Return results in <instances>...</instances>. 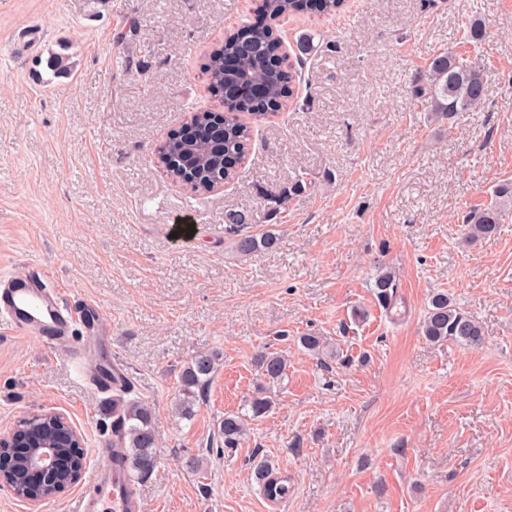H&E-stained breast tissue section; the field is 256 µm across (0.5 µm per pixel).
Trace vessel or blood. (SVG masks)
Returning <instances> with one entry per match:
<instances>
[{"label":"vessel or blood","mask_w":512,"mask_h":512,"mask_svg":"<svg viewBox=\"0 0 512 512\" xmlns=\"http://www.w3.org/2000/svg\"><path fill=\"white\" fill-rule=\"evenodd\" d=\"M0 290V321L11 329L36 336L59 350L69 347L72 325H82L90 335L102 334L104 319L89 303L75 307L58 290L49 288L46 276L14 273ZM104 461L93 473L90 492L76 501L73 512H135L132 490L122 467L114 465L115 448H103Z\"/></svg>","instance_id":"obj_1"}]
</instances>
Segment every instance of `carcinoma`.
<instances>
[{
    "label": "carcinoma",
    "mask_w": 512,
    "mask_h": 512,
    "mask_svg": "<svg viewBox=\"0 0 512 512\" xmlns=\"http://www.w3.org/2000/svg\"><path fill=\"white\" fill-rule=\"evenodd\" d=\"M342 0H261L260 8L271 19L290 14L305 13L311 9L323 15H332L341 8ZM279 39L269 27L254 30L246 39L230 33L224 36V45L214 50L204 63L210 86L224 98V105L233 112H246L258 118L277 112L292 93L297 72L285 65L279 57ZM235 60L233 68L224 66V58ZM416 96L423 99L428 111L436 119L453 125L460 112H466L488 96L480 65L452 51L434 56L428 67L427 80L416 89ZM196 145L192 159L194 168L204 174V179L217 182L233 176L237 162L245 155L251 141L250 127L235 120L224 128L213 131L208 112L197 113ZM189 144L180 137H167L160 152L183 158ZM301 190V185L279 192H270L264 200L274 210L280 209L291 196ZM501 208L490 204L473 213L466 221V235L470 240L486 238L496 233L502 221ZM229 231L239 233L235 249L242 256L273 247L276 237L266 234L260 238L241 233L248 224L246 216L229 214ZM377 304L387 315L398 319L403 315L402 299L394 275L378 276L374 284ZM421 330L427 340L434 343L453 341L472 348L483 344L482 328L471 315L456 306L446 292H435L429 302ZM219 353L202 352L195 355L180 374L175 406L183 415L192 414L196 391L209 383L217 370ZM260 382L253 396L244 404V411L224 414L218 428L219 444L225 448L240 445L248 420L261 418L275 406L273 388L280 386L287 375V359L279 352H266L257 360ZM112 435L116 444L126 448L120 465L127 466L132 480L150 474L158 465V432L151 407L142 401H121L113 410ZM259 480L267 481L265 495L288 491V482L276 475L273 466L261 461L256 467Z\"/></svg>",
    "instance_id": "cac0c4a2"
}]
</instances>
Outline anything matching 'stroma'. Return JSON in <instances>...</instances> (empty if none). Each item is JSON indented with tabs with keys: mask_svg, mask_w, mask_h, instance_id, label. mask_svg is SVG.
Masks as SVG:
<instances>
[{
	"mask_svg": "<svg viewBox=\"0 0 512 512\" xmlns=\"http://www.w3.org/2000/svg\"><path fill=\"white\" fill-rule=\"evenodd\" d=\"M259 4L0 0V261L38 264L109 316L123 397L150 403L159 426L140 512H512V199L496 196L512 183V0H345L333 16L274 21L293 93L248 118L233 180L192 190L155 149L190 113L223 111L202 66ZM450 49L479 61L489 89L451 127L414 96ZM56 56L67 71L51 70ZM297 181L268 212L263 192ZM494 200L497 233L466 242L470 212ZM231 213L275 246L239 256ZM388 269L400 321L372 294ZM437 290L481 323L480 348L425 340ZM304 334L329 350L307 352ZM262 351L288 358L279 403L241 447L219 449ZM202 352L219 353V369L185 419L173 393ZM48 410L83 435L96 469L111 397L51 345L0 328V435ZM265 459L288 475L277 509L256 477ZM89 489L81 479L34 508L0 484V512H70Z\"/></svg>",
	"mask_w": 512,
	"mask_h": 512,
	"instance_id": "obj_1",
	"label": "stroma"
}]
</instances>
